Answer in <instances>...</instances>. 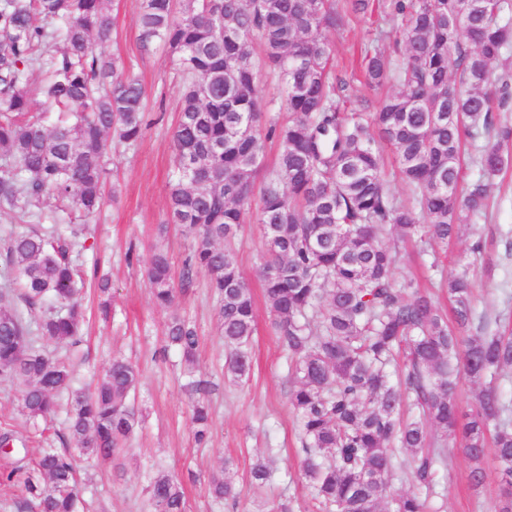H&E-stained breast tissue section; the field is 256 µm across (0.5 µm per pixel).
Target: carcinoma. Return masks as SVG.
Instances as JSON below:
<instances>
[{"instance_id":"carcinoma-1","label":"carcinoma","mask_w":512,"mask_h":512,"mask_svg":"<svg viewBox=\"0 0 512 512\" xmlns=\"http://www.w3.org/2000/svg\"><path fill=\"white\" fill-rule=\"evenodd\" d=\"M389 0L400 22L393 43L400 89L371 122L340 111L325 32L368 12L369 0H142L143 49L156 42L175 56L182 81L168 183L172 223L196 239L180 280L210 277L217 322L229 353L224 374H249L256 331L251 288L241 275L235 239L261 171L266 143L277 162L261 189L257 220L265 239L260 278L271 325L288 352L290 402L302 434V478L317 512H440L436 506L438 445L461 439L473 486L496 463L492 512H512V394L498 380L512 369V313L494 319L473 304L476 256L455 262L443 280L453 320L427 292L399 285L397 241L427 247L460 237L486 212L488 182L512 163V78L493 66L512 47V0ZM107 0H0V207L31 225L4 246L0 278V376L22 386L33 420L55 413L68 394L65 447L43 451L31 465L0 474L22 488L20 512H77L74 444L115 459L136 418L129 406L136 368L112 363L90 393L72 389L68 354L44 350L52 341L81 343L83 278L72 253L79 231L63 236L41 227L40 205L52 198L87 218L105 204L110 146H131L147 128L142 87L131 68L95 52L112 34ZM283 83L288 122L263 127L254 45ZM365 79L377 88L391 78L384 50L365 52ZM42 108L32 106V92ZM481 177L462 184L463 137ZM396 153L402 180L418 210L402 204L382 175L375 138ZM423 223H418L416 214ZM147 280L154 302L175 298L171 263L159 250ZM167 342L193 365L195 328L174 316ZM481 385L463 409L460 378ZM197 442L209 433V408L198 399ZM405 456L410 489L391 493L396 455ZM257 463L252 484L271 478ZM213 498L237 501L224 479ZM155 512H186L181 483L168 473L150 482Z\"/></svg>"}]
</instances>
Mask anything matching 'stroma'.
Segmentation results:
<instances>
[{
    "mask_svg": "<svg viewBox=\"0 0 512 512\" xmlns=\"http://www.w3.org/2000/svg\"><path fill=\"white\" fill-rule=\"evenodd\" d=\"M141 7L142 0H109L112 35L98 50L133 66L145 93L149 125L137 146L113 151L101 214L88 221L74 213L56 226L63 234L75 228L87 233L86 247L78 257L87 286L83 341L73 352L75 387L92 389L115 356L130 361L140 375L133 398L137 421L120 456L101 462L81 452L76 455L84 510L154 512L149 485L165 471L180 481L187 512H277L283 505L291 512H314L312 491L300 475L301 443L289 401L288 354L270 325L258 279L265 247L255 210L247 211L235 241L238 267L252 290L257 315L246 379L234 383L224 376V338L217 328L206 273H198L190 288L177 291L171 307H157L151 298L145 270L154 250L167 252L177 274L195 239L182 225L169 221L168 173L180 82L166 49H141L136 39ZM397 34L396 23L376 15L350 16L344 27L327 32L336 78L344 87L342 111L370 119L383 98L397 91L394 81L370 88L358 68L365 50L389 48ZM489 196L488 216L473 218L471 232L448 245L446 258L434 259L415 243H407L393 273L395 281L413 283L431 293L441 307H448V296L440 288L442 276L454 269L459 253L482 241L474 305L479 313L495 317L512 290V255L505 253L506 245L512 244V169L491 181ZM100 274L111 284L105 298L97 287ZM104 299L111 308L107 315L100 309ZM174 313L190 321L199 336L190 372L166 339ZM195 380L209 381L213 387L208 397L210 434L202 446L196 443L191 424L189 384ZM443 457L439 473L443 512H490L496 498L495 475H487L482 487L473 488L460 445L448 444ZM260 460L270 464L272 478L257 490L250 484V470ZM224 477L235 484L236 503L215 502L209 493L212 480Z\"/></svg>",
    "mask_w": 512,
    "mask_h": 512,
    "instance_id": "1",
    "label": "stroma"
}]
</instances>
